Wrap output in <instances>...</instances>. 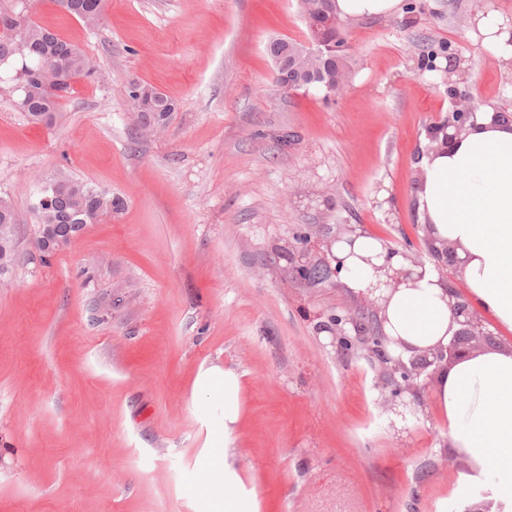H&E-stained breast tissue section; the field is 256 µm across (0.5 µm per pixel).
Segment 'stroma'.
Segmentation results:
<instances>
[{
    "instance_id": "stroma-1",
    "label": "stroma",
    "mask_w": 512,
    "mask_h": 512,
    "mask_svg": "<svg viewBox=\"0 0 512 512\" xmlns=\"http://www.w3.org/2000/svg\"><path fill=\"white\" fill-rule=\"evenodd\" d=\"M420 2L343 23L352 77L329 97L274 81L269 42L308 40L298 0H105L94 28L27 0L97 76L75 80L50 126L0 84V195L21 216L0 277V512H207L198 488L228 481L256 512L481 500L433 389L392 413L381 359L320 331L366 300L336 276L296 278L286 258L342 224L424 246L418 153L453 109L427 55L462 60L477 108L512 112V73L467 24L512 0ZM132 81L176 105L153 133L127 110ZM60 170L123 205L44 258L30 207ZM216 369L241 382L229 441Z\"/></svg>"
}]
</instances>
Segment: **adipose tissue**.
<instances>
[{"mask_svg": "<svg viewBox=\"0 0 512 512\" xmlns=\"http://www.w3.org/2000/svg\"><path fill=\"white\" fill-rule=\"evenodd\" d=\"M403 0H332L343 21L388 18ZM483 48L512 69V15L478 13ZM436 244L454 249L458 272L478 305L512 331V124L495 122L493 111L476 113L450 147L422 163L417 193ZM341 278L355 295H372L392 355L411 356L447 344L454 332L449 297L434 265L398 288L382 287L383 265L409 269L389 256L384 242L367 234L333 246ZM437 403L448 424L451 451L472 465V481L488 486L489 512H512V347H493L435 373Z\"/></svg>", "mask_w": 512, "mask_h": 512, "instance_id": "obj_1", "label": "adipose tissue"}]
</instances>
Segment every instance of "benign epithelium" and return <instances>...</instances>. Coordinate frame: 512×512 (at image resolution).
<instances>
[{
	"label": "benign epithelium",
	"mask_w": 512,
	"mask_h": 512,
	"mask_svg": "<svg viewBox=\"0 0 512 512\" xmlns=\"http://www.w3.org/2000/svg\"><path fill=\"white\" fill-rule=\"evenodd\" d=\"M275 71L280 82L288 84L290 70L288 66L296 65V57H288L281 53L274 57ZM448 97L454 101L455 108L448 117L434 122L429 133L430 139L437 138L438 132L445 133V142L452 144L466 131L467 125L474 119L476 107L468 103V98L462 95L457 87L448 84ZM428 256L436 267L441 278L446 282L449 307L452 315V323L457 329L448 341V345L430 349L427 352L411 357L408 361L400 358L394 359L387 353V337L383 335L380 328L369 330L365 318L356 315H331L323 328L333 331L335 337L343 340L349 339V333H354L355 338L365 344L370 351L385 361L393 363L392 371L398 375L393 381L392 397L397 399L407 393L412 396L413 401L421 403V393L426 389L429 380L434 372L443 367H449L454 363L472 355L475 350L474 342L491 341L490 333L482 320L474 311L471 302L463 295L457 293L451 284V273L457 271L459 261L451 248L447 246L437 247L433 242L426 243ZM315 253L332 254V242L318 240L310 248L302 250L292 257L293 267L297 274H306L313 267L317 266L328 270L331 274H337L340 268H333L322 259H314ZM400 254L408 260L412 266L423 268L426 265L425 255L421 249L406 244L402 248H391L388 256Z\"/></svg>",
	"instance_id": "benign-epithelium-1"
}]
</instances>
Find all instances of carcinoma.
Here are the masks:
<instances>
[{
  "label": "carcinoma",
  "mask_w": 512,
  "mask_h": 512,
  "mask_svg": "<svg viewBox=\"0 0 512 512\" xmlns=\"http://www.w3.org/2000/svg\"><path fill=\"white\" fill-rule=\"evenodd\" d=\"M61 11L87 24H97L102 19L104 0H55ZM20 0H12L6 7L0 6V68L15 67L23 70L22 79L16 80L18 96L14 100L17 110L26 114L34 123L52 124L59 110L63 94L51 93L44 79L42 62L46 57L54 58L57 68L68 80L84 78L93 80L96 71L82 51L71 42L33 22L22 26V17L17 8ZM306 66L322 70L323 80L312 84L326 86L345 83L350 70L351 56L339 53V62L331 67L323 65L316 56L302 55ZM130 111L137 113L138 128L150 131L164 126L174 104L165 96L142 107L132 94H127ZM119 207L112 194L90 186L83 180L66 174L42 183L40 200L32 206L36 219V249L42 256L68 247L74 238L89 224L97 223L104 215ZM21 217L13 204L0 196V267H13L17 257L15 230Z\"/></svg>",
  "instance_id": "carcinoma-1"
}]
</instances>
